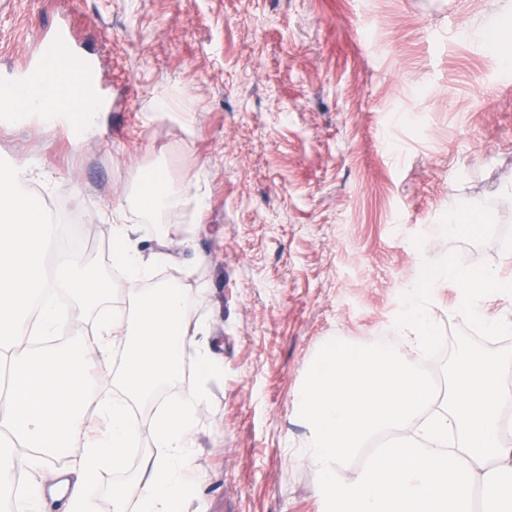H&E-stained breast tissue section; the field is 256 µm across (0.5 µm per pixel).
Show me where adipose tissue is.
Here are the masks:
<instances>
[{
    "mask_svg": "<svg viewBox=\"0 0 512 512\" xmlns=\"http://www.w3.org/2000/svg\"><path fill=\"white\" fill-rule=\"evenodd\" d=\"M65 111H57L33 85L0 90L11 109V121L41 117L48 126L96 127L100 111L88 99L62 89ZM31 162L0 161V367L26 374L0 398V491L9 495V512H42L47 482L56 463L69 462L63 512H96L88 494L103 472L124 467L130 448L140 440L131 414L135 399L151 395L158 385L174 382L182 361L192 357L197 385L167 402L152 420L154 446L145 452L131 483L112 489L113 512H125L135 501L137 512H183L184 502L198 495L203 478L195 466L196 409L223 364L203 339V329L190 315L181 288L165 285L141 291L158 254H145L136 243L137 225L127 218L135 208L153 222L193 205L197 223H204L207 193L201 181L172 186L163 167L151 168L134 195L113 208L112 262L121 268L133 313L112 307L109 280L83 269L75 253L59 242L52 218L27 188ZM512 291V280L480 276L447 259L423 266L412 284L411 300L397 325L414 351L437 340L427 305H448L455 314L477 323L488 335L512 334V318L495 315L491 305ZM96 314L85 340L99 356V377L91 379L81 353L51 345L66 332L69 305ZM125 354L119 379L109 362L115 345ZM27 452L28 477L17 485L12 465L15 449Z\"/></svg>",
    "mask_w": 512,
    "mask_h": 512,
    "instance_id": "adipose-tissue-1",
    "label": "adipose tissue"
}]
</instances>
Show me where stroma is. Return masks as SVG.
Here are the masks:
<instances>
[{"label": "stroma", "instance_id": "35a3bbf8", "mask_svg": "<svg viewBox=\"0 0 512 512\" xmlns=\"http://www.w3.org/2000/svg\"><path fill=\"white\" fill-rule=\"evenodd\" d=\"M512 22V0H0V87L64 26L94 56L109 108L79 137L38 121L0 125V157L37 159L30 183L82 262L112 283L108 220L142 174L204 173L208 234L193 210L142 225L165 252L149 285L175 283L224 371L196 420L207 512H316L317 477L296 459V386L326 339L375 343L396 328L419 268L445 258L483 274L512 248V57L468 30ZM191 131L145 119L154 98ZM475 212L448 230V210ZM185 358L167 392L140 399L141 440L112 488L153 446L150 421L191 389Z\"/></svg>", "mask_w": 512, "mask_h": 512}]
</instances>
